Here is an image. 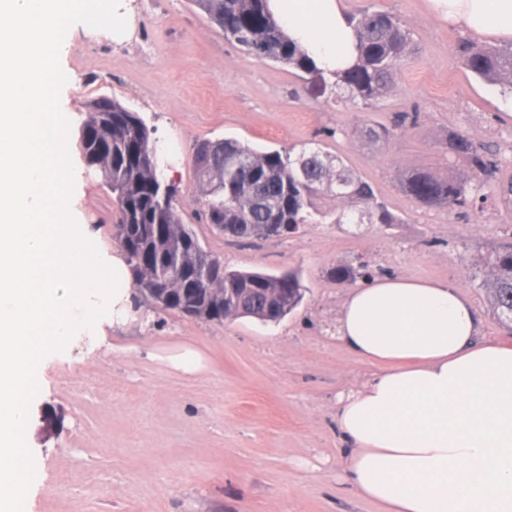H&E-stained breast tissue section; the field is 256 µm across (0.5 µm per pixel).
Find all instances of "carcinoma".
<instances>
[{
    "mask_svg": "<svg viewBox=\"0 0 512 512\" xmlns=\"http://www.w3.org/2000/svg\"><path fill=\"white\" fill-rule=\"evenodd\" d=\"M224 37L249 55L298 71L303 91L314 97L332 96L371 107L396 88V77L412 55L411 33L397 15L365 7L349 15L356 32L357 62L335 78L326 76L298 47L266 8V0H191ZM464 65L484 83L512 95V44H459ZM112 118L103 120L98 102L88 105L80 132L87 137L86 163L99 168L112 192L114 235L121 248L133 286L181 288L180 273L211 264L221 267L222 288L235 296L224 300L223 320L252 317L265 320V291L288 295L286 316L306 293L300 276L231 270L220 255L204 249L192 227L183 221L178 190L158 171L156 145L139 113L111 100ZM358 136L380 141L386 128L367 123ZM208 168L193 159L194 174L204 193L208 223L224 230L234 242L256 240L264 224H286L285 235L304 224H400L402 220L380 201L373 186L345 166L342 158L321 148L303 146L257 151L233 138L206 141ZM444 149L464 158L469 171L448 178L415 173L404 182L416 201L450 212L473 209L486 199L477 177L491 176L497 162L481 144L459 132L449 133ZM488 275L481 286L490 294L497 319L512 327V251L487 261ZM341 283L369 275L368 264H339L330 270Z\"/></svg>",
    "mask_w": 512,
    "mask_h": 512,
    "instance_id": "carcinoma-1",
    "label": "carcinoma"
}]
</instances>
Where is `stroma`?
I'll use <instances>...</instances> for the list:
<instances>
[{"instance_id": "obj_1", "label": "stroma", "mask_w": 512, "mask_h": 512, "mask_svg": "<svg viewBox=\"0 0 512 512\" xmlns=\"http://www.w3.org/2000/svg\"><path fill=\"white\" fill-rule=\"evenodd\" d=\"M406 22L413 54L394 92L363 108L297 99L295 70L246 55L191 0H133V32L70 33L60 64V107L70 121L71 196L81 232L100 253L112 235V194L86 166L77 141L89 102L107 96L138 112L179 189L186 223L202 246L242 271L298 272L302 304L277 323L195 320L142 303L134 318L100 319L37 372L25 432L35 479L28 512H379L344 482L336 400L376 370L332 336L346 292L331 268L369 263L374 275L461 287L491 341L512 340L478 288L485 261L512 248V209L488 198L478 210L429 207L403 189L406 176L467 170L443 142L456 131L490 148L491 179L512 181V99L474 77L458 45L466 34L434 17L427 0H343ZM416 115L400 128L399 116ZM385 126L388 141L355 135ZM236 138L257 150L319 142L368 180L398 224H306L288 239L226 240L201 218L192 152L202 140ZM193 352L198 367L175 368Z\"/></svg>"}]
</instances>
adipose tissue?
<instances>
[{"label": "adipose tissue", "mask_w": 512, "mask_h": 512, "mask_svg": "<svg viewBox=\"0 0 512 512\" xmlns=\"http://www.w3.org/2000/svg\"><path fill=\"white\" fill-rule=\"evenodd\" d=\"M475 35L512 37V0H428ZM289 38L325 73L357 60L343 0H268ZM459 286L379 277L350 288L337 343L379 372L340 394L354 493L381 512H512V346L485 340Z\"/></svg>", "instance_id": "obj_1"}]
</instances>
